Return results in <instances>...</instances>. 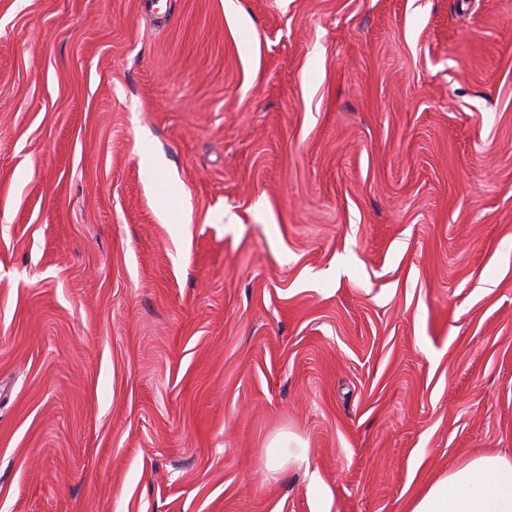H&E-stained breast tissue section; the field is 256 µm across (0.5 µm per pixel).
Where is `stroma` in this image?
I'll return each mask as SVG.
<instances>
[{
    "label": "stroma",
    "instance_id": "35a3bbf8",
    "mask_svg": "<svg viewBox=\"0 0 512 512\" xmlns=\"http://www.w3.org/2000/svg\"><path fill=\"white\" fill-rule=\"evenodd\" d=\"M483 452L512 0H0V512H408ZM269 448H277L275 461L278 465L284 463L302 465L308 460L307 443L292 433L278 435L272 440Z\"/></svg>",
    "mask_w": 512,
    "mask_h": 512
}]
</instances>
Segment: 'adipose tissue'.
Here are the masks:
<instances>
[{
	"instance_id": "obj_1",
	"label": "adipose tissue",
	"mask_w": 512,
	"mask_h": 512,
	"mask_svg": "<svg viewBox=\"0 0 512 512\" xmlns=\"http://www.w3.org/2000/svg\"><path fill=\"white\" fill-rule=\"evenodd\" d=\"M408 512H512V458L484 454L449 468Z\"/></svg>"
}]
</instances>
